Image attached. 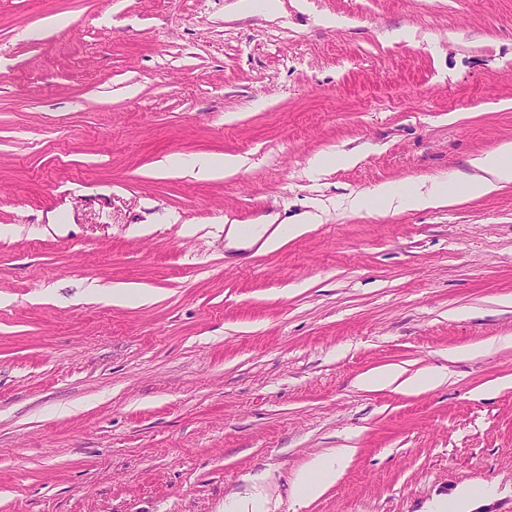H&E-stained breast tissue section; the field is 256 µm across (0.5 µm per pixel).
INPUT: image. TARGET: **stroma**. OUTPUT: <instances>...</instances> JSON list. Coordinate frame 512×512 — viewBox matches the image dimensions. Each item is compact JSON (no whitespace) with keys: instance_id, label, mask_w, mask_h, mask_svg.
Returning a JSON list of instances; mask_svg holds the SVG:
<instances>
[{"instance_id":"stroma-1","label":"stroma","mask_w":512,"mask_h":512,"mask_svg":"<svg viewBox=\"0 0 512 512\" xmlns=\"http://www.w3.org/2000/svg\"><path fill=\"white\" fill-rule=\"evenodd\" d=\"M236 3L0 0V512H512V183L465 190L512 142V0ZM388 367L448 380L360 386ZM241 168L237 156L203 157L192 165L193 176L198 179L210 180L234 175ZM448 186L434 184L424 190L411 184L387 183L376 187L370 194L352 200L356 211L374 206L379 210H419L448 204ZM354 453L351 448H338L329 454L313 458L294 480L298 499L304 502L321 496L343 474Z\"/></svg>"}]
</instances>
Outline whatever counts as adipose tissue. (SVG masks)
I'll list each match as a JSON object with an SVG mask.
<instances>
[{
	"label": "adipose tissue",
	"mask_w": 512,
	"mask_h": 512,
	"mask_svg": "<svg viewBox=\"0 0 512 512\" xmlns=\"http://www.w3.org/2000/svg\"><path fill=\"white\" fill-rule=\"evenodd\" d=\"M474 169L466 183V191L473 198L487 196L502 184L512 182V143H503L495 154L477 156L471 161ZM448 202V188L442 184L423 189L411 184L387 183L376 187L370 194L354 198L352 207L361 211L371 207L400 211L419 210ZM446 380L443 372L422 371L402 378L400 371L384 368L365 374L361 380L370 389L396 387L400 392L432 389ZM354 451L340 448L329 454L313 458L294 480L295 493L300 501L318 498L343 474Z\"/></svg>",
	"instance_id": "ef3b65f1"
}]
</instances>
